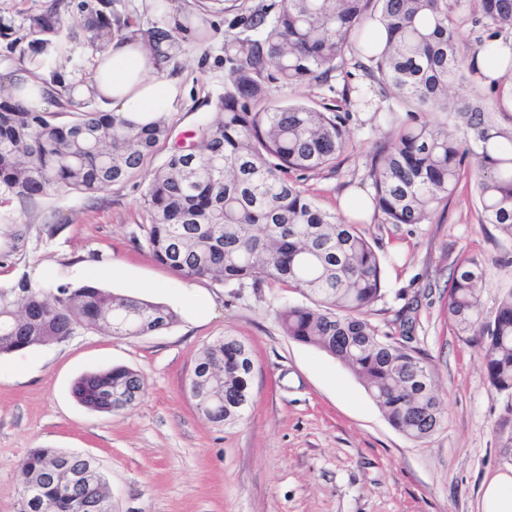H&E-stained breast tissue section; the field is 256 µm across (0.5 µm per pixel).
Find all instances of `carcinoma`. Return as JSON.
I'll list each match as a JSON object with an SVG mask.
<instances>
[{"instance_id":"obj_1","label":"carcinoma","mask_w":512,"mask_h":512,"mask_svg":"<svg viewBox=\"0 0 512 512\" xmlns=\"http://www.w3.org/2000/svg\"><path fill=\"white\" fill-rule=\"evenodd\" d=\"M460 0H280L240 22L259 38L227 56L224 96L202 129L200 143L173 149L144 187L147 249L178 277L212 278L239 288L281 284L307 303L276 309L291 339L338 359L363 385L387 421L407 437L429 438L443 420L432 368L402 341L381 335L368 312L382 296V260L358 227L322 209L295 173L335 167L347 148L346 117L305 104L272 100L273 84L328 82L347 58L414 114L399 126L395 146L373 155L374 210L388 224H424L448 206L464 171L474 177L481 223L512 236V125L493 105L459 99L453 89L475 69L477 53L512 31V0H479L465 34ZM61 0H50L20 24L30 52L19 59L36 69L63 43L70 28L83 32L92 52L105 50L130 18L98 0L68 22ZM188 19L141 32L149 59L160 64L179 48L173 33ZM431 118L421 120L420 114ZM34 112L0 87V209L12 202L62 192L95 197L140 173L169 126L159 117L143 127L118 120L90 98L69 110ZM482 273L465 260L448 288V313L463 332L483 340L485 382L512 396V291L493 317L480 300ZM176 314L161 303L114 294L92 285L40 286L26 278L0 286V355L58 343L76 330L143 336L172 326ZM249 346L235 336L205 345L189 376L196 409L218 427L237 424L251 405ZM73 395L99 413L122 411L145 393L141 374L126 367L87 373ZM68 470H53L59 458ZM20 512H113L107 478L82 454L35 448L23 459Z\"/></svg>"}]
</instances>
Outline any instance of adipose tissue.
Returning <instances> with one entry per match:
<instances>
[{
    "label": "adipose tissue",
    "instance_id": "obj_1",
    "mask_svg": "<svg viewBox=\"0 0 512 512\" xmlns=\"http://www.w3.org/2000/svg\"><path fill=\"white\" fill-rule=\"evenodd\" d=\"M94 63L92 85L71 77L65 82V93L77 100L94 94L116 118L145 124L174 111L183 96L178 80L152 74L139 37L111 42Z\"/></svg>",
    "mask_w": 512,
    "mask_h": 512
}]
</instances>
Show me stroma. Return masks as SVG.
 Returning a JSON list of instances; mask_svg holds the SVG:
<instances>
[{
    "instance_id": "obj_1",
    "label": "stroma",
    "mask_w": 512,
    "mask_h": 512,
    "mask_svg": "<svg viewBox=\"0 0 512 512\" xmlns=\"http://www.w3.org/2000/svg\"><path fill=\"white\" fill-rule=\"evenodd\" d=\"M197 0H168L190 17L179 52L157 73L179 79L184 96L167 113L170 141L145 173L95 198L60 193L14 202L0 215V284L20 278L51 285L92 282L109 291L166 304L173 326L144 336L76 331L66 340L0 357V512H18L21 462L34 448H60L97 459L116 512H482L486 484L512 474L502 444L512 436V399L484 384L479 337L448 316V284L468 258L483 263L482 304L495 311L512 291V238L480 221L474 180L463 175L445 210L425 224H388L370 212L360 229L383 261V292L368 315L380 334L398 336L400 314L414 320L411 346L433 368L444 420L428 439L393 428L359 381L337 359L286 336L275 311L302 303L299 293L268 284L234 288L210 278L178 277L142 243V192L148 170L174 142L199 138L228 68L224 45L248 37L237 20L246 7L277 0H224L199 12ZM368 84L354 66L322 86L282 87L278 100L335 107L344 83ZM408 121L395 99L375 90L351 111L348 150L335 168L300 181L319 205L339 209L346 192L371 195L377 147ZM26 228L24 245L14 234ZM208 308L190 313L186 292ZM231 335L252 350V404L231 427L198 413L187 388L199 350ZM125 366L141 372L145 395L112 414L92 412L72 395L81 375Z\"/></svg>"
}]
</instances>
